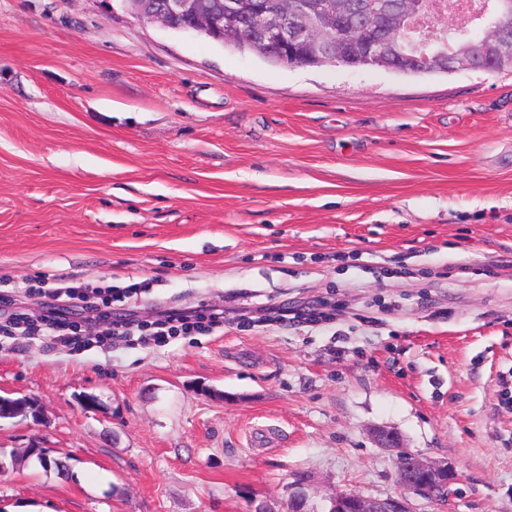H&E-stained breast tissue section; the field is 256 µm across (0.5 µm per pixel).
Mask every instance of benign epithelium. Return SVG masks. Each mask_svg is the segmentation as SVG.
<instances>
[{"mask_svg":"<svg viewBox=\"0 0 512 512\" xmlns=\"http://www.w3.org/2000/svg\"><path fill=\"white\" fill-rule=\"evenodd\" d=\"M139 19L157 22L167 28L180 22L187 33L205 32L224 39L237 34L230 22L238 17L247 20L254 48L265 54L276 52L303 39L317 52L340 56L357 44L365 32H383L387 40L378 43L374 54L380 60L390 43L399 45L402 62L421 66L452 63L456 69H471L476 58L501 66L512 64V50L501 39L507 19L494 0H478L466 11L448 8V0H401L394 13L373 10L360 24L342 19L343 3L328 14L315 13L302 0H267L242 13V0H225L224 11L216 10L208 0H162L160 7L146 6L145 0H125ZM468 38L465 47L447 52L450 34ZM372 438L380 448L396 451V481L399 493L384 499L365 497L354 491L338 490L328 497L333 512H413L409 496L416 495L434 504H448L449 486L459 473L446 460H430L407 449L402 437L387 428H376ZM288 502L316 512L308 481L288 484Z\"/></svg>","mask_w":512,"mask_h":512,"instance_id":"benign-epithelium-1","label":"benign epithelium"}]
</instances>
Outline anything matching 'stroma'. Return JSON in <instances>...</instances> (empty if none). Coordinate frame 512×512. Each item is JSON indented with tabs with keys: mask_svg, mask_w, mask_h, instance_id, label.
Listing matches in <instances>:
<instances>
[{
	"mask_svg": "<svg viewBox=\"0 0 512 512\" xmlns=\"http://www.w3.org/2000/svg\"><path fill=\"white\" fill-rule=\"evenodd\" d=\"M71 281L141 284L111 310L143 321L332 310L0 336V394L38 409L0 420L1 506L282 512L304 476L326 512L398 492L387 427L456 467L448 512H512V69L271 65L125 0H0V318ZM360 68H381L385 70H390L393 72L401 73L404 75H425V74H431V73H448L450 69H442L440 67H433L429 69H409L402 64L396 55H393L390 59L387 60V66H380L378 64L373 63H360L357 67L354 69H360ZM268 309H260V316L247 317L245 314L228 317L227 311L223 307L210 306L208 308L184 309L172 307L163 311L155 320L150 323H142L129 318H119L112 320V329L110 333L113 336H124L132 338L134 336L133 326L141 332L136 341L146 342L143 336H152L154 340H162L165 336H176L180 332L188 333L191 331L212 332L215 329L223 328L224 322L234 320L264 322L271 320L270 316L265 314Z\"/></svg>",
	"mask_w": 512,
	"mask_h": 512,
	"instance_id": "stroma-1",
	"label": "stroma"
}]
</instances>
